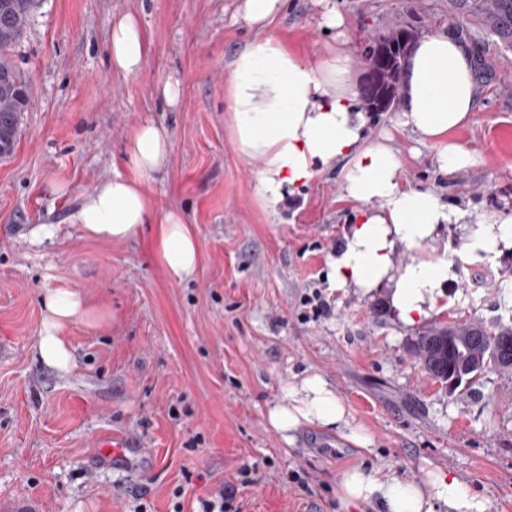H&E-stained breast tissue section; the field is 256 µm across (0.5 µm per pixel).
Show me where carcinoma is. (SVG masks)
I'll list each match as a JSON object with an SVG mask.
<instances>
[{"instance_id":"cac0c4a2","label":"carcinoma","mask_w":512,"mask_h":512,"mask_svg":"<svg viewBox=\"0 0 512 512\" xmlns=\"http://www.w3.org/2000/svg\"><path fill=\"white\" fill-rule=\"evenodd\" d=\"M451 19L462 27L474 26L506 50H512V0H448ZM33 0H0V143L10 155L16 145L19 118L31 100L29 79L14 65L12 56L30 25ZM419 32L400 25L373 34L362 51V66L371 81L358 88L362 112L379 115L399 102L409 63L408 46ZM441 336L454 338L451 349H437ZM411 352L423 369L449 391L469 389L492 370L512 369V325L499 321L487 327L456 318L445 327L429 328L411 343Z\"/></svg>"}]
</instances>
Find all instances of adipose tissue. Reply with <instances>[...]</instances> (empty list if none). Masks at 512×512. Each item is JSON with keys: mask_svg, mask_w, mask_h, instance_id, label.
Instances as JSON below:
<instances>
[{"mask_svg": "<svg viewBox=\"0 0 512 512\" xmlns=\"http://www.w3.org/2000/svg\"><path fill=\"white\" fill-rule=\"evenodd\" d=\"M108 56L113 70L127 76L144 67L148 45L135 14L113 18ZM352 73L353 60L344 46L331 48L315 68L274 38L254 39L231 62L224 90L229 131L242 156L260 160L257 195L269 208L279 206L323 169L342 164V193L357 203L358 212L330 258V281L364 295L389 286L392 309L404 326L412 327L449 307L443 288L455 271L447 246L439 240L440 225H470L461 253L490 258L512 249V212L476 217L434 191L406 187L390 135L365 137ZM478 97L473 56L465 41L452 31L425 37L413 50L396 125L418 142L436 147L441 172L465 169L473 158L452 135L469 122ZM126 151L131 159L128 171L84 193L76 220L86 236L112 241L131 239L145 225L157 224L158 258L170 278L183 280L195 271L197 240L178 213L157 216L144 189L146 178L167 161L169 138L163 128L144 122ZM402 249L413 256L398 268L394 256ZM43 303L38 355L46 365L69 372L73 356L65 331L91 318L93 310L73 290L50 292ZM268 421L287 440L300 425L311 423L347 430L349 440L363 449L372 443L362 428L351 426L346 405L318 375L286 387L284 398L269 409ZM338 496L345 512L363 505L371 512L485 510L464 483L445 473L420 485L380 468L352 467L340 478Z\"/></svg>", "mask_w": 512, "mask_h": 512, "instance_id": "obj_1", "label": "adipose tissue"}]
</instances>
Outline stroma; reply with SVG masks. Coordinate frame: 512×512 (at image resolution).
<instances>
[{
	"mask_svg": "<svg viewBox=\"0 0 512 512\" xmlns=\"http://www.w3.org/2000/svg\"><path fill=\"white\" fill-rule=\"evenodd\" d=\"M241 0H36L14 60L31 81L13 154L0 159V512H201L234 486L241 512H339L338 481L353 467L415 481L449 472L483 500L512 512V370L448 392L410 351L418 336L388 302V287L361 295L328 281L330 256L355 209L340 172L326 170L276 209L256 195L258 161L242 157L227 127L229 64L257 35L237 21ZM344 28L325 29L322 0H282L268 36L320 66L335 42L359 57L376 31L409 23L420 36L452 30L448 0H335ZM135 13L149 46L143 69H112V19ZM479 101L454 135L473 166L442 174L437 150L395 132L401 180L474 214L512 209V51L484 45ZM177 83L176 103L162 96ZM166 128L163 172L144 188L158 214L180 213L199 246L192 276L171 280L154 233L87 238L80 197L125 173L137 125ZM53 229L40 236L41 226ZM441 240L457 273L454 305L427 319L490 324L512 299V250L495 261ZM321 289L329 317L305 321L300 298ZM82 293L94 316L67 331L66 373L44 364L36 341L42 298ZM317 374L371 436L306 424L286 442L268 407L287 385ZM135 439L144 455L112 464L102 444Z\"/></svg>",
	"mask_w": 512,
	"mask_h": 512,
	"instance_id": "35a3bbf8",
	"label": "stroma"
}]
</instances>
